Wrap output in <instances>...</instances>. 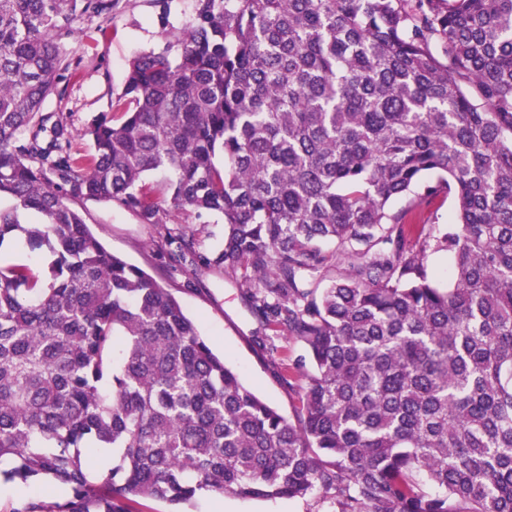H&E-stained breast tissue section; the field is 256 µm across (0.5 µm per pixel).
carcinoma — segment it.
<instances>
[{"instance_id":"carcinoma-1","label":"carcinoma","mask_w":512,"mask_h":512,"mask_svg":"<svg viewBox=\"0 0 512 512\" xmlns=\"http://www.w3.org/2000/svg\"><path fill=\"white\" fill-rule=\"evenodd\" d=\"M115 4L0 0V245L40 259L0 265V479L66 491L11 512H185L224 492L512 512V0H195L78 132L41 108L64 44ZM160 193L222 238L201 252L165 228ZM408 195L452 197L446 231L391 209ZM87 200L235 274L259 329L304 345L295 420L103 245ZM430 251L452 257L446 286ZM106 448L95 482L84 456Z\"/></svg>"}]
</instances>
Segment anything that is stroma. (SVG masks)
<instances>
[{
  "label": "stroma",
  "mask_w": 512,
  "mask_h": 512,
  "mask_svg": "<svg viewBox=\"0 0 512 512\" xmlns=\"http://www.w3.org/2000/svg\"><path fill=\"white\" fill-rule=\"evenodd\" d=\"M194 0H117L110 16L81 25L64 50L73 74L62 83L65 95H49L44 111L68 116L74 129L109 111L121 93L130 60L158 48L187 28ZM87 223L106 247L157 276L198 324L213 350L223 354L244 382L286 417H294L299 388L310 370L303 345L277 338V352L259 345L258 328L231 275L200 272L175 263L158 250L157 229L109 201L84 204ZM192 512H335L329 499L314 494L272 500H243L232 494L198 498Z\"/></svg>",
  "instance_id": "35a3bbf8"
}]
</instances>
